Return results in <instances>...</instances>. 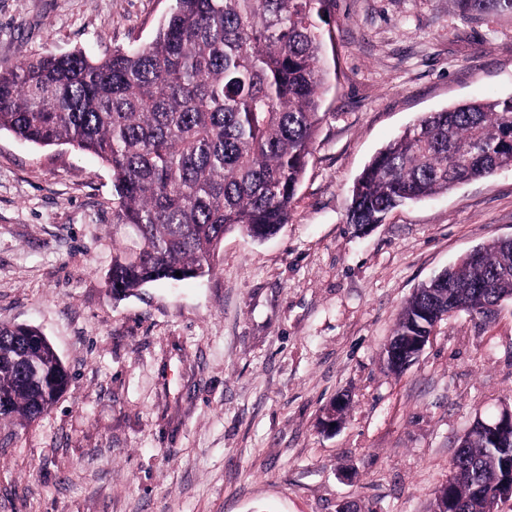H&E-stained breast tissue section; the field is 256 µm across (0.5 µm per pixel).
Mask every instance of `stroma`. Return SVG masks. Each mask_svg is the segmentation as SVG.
<instances>
[{
    "instance_id": "35a3bbf8",
    "label": "stroma",
    "mask_w": 512,
    "mask_h": 512,
    "mask_svg": "<svg viewBox=\"0 0 512 512\" xmlns=\"http://www.w3.org/2000/svg\"><path fill=\"white\" fill-rule=\"evenodd\" d=\"M172 0H0V66L150 41ZM323 121L291 219L232 231L211 275L113 299L112 174L0 133V323L38 327L70 375L0 425V512H431L475 417L512 404V301L442 321L393 373L422 284L512 237V168L360 233L354 182L428 112L512 95V17L454 0H333ZM345 398L341 423L321 424Z\"/></svg>"
}]
</instances>
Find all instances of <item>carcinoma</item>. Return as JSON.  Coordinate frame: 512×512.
<instances>
[{"mask_svg":"<svg viewBox=\"0 0 512 512\" xmlns=\"http://www.w3.org/2000/svg\"><path fill=\"white\" fill-rule=\"evenodd\" d=\"M466 17L512 16V0H453ZM332 0H174L148 42L103 58L51 52L0 68V132L68 145L112 172L114 249L107 288L126 297L213 271L224 235L254 239L288 223L322 120L324 16ZM512 166V96L431 112L381 148L356 180L355 227ZM182 277H177L176 272ZM512 299V241L475 249L417 289L393 338L424 336L425 304L488 315ZM38 329L0 324V419L47 414L68 373ZM512 481V447L465 433L433 512H493Z\"/></svg>","mask_w":512,"mask_h":512,"instance_id":"obj_1","label":"carcinoma"}]
</instances>
